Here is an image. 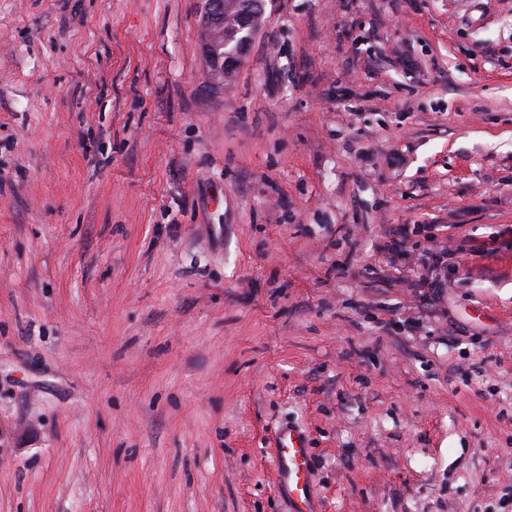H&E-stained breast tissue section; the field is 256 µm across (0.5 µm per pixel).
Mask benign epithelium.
I'll return each mask as SVG.
<instances>
[{
    "instance_id": "obj_1",
    "label": "benign epithelium",
    "mask_w": 512,
    "mask_h": 512,
    "mask_svg": "<svg viewBox=\"0 0 512 512\" xmlns=\"http://www.w3.org/2000/svg\"><path fill=\"white\" fill-rule=\"evenodd\" d=\"M234 0H207L204 30H216L203 41V51L217 78H229L241 66L244 53L251 42L252 31L239 27H226L224 14L235 9Z\"/></svg>"
}]
</instances>
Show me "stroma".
Wrapping results in <instances>:
<instances>
[{
    "label": "stroma",
    "mask_w": 512,
    "mask_h": 512,
    "mask_svg": "<svg viewBox=\"0 0 512 512\" xmlns=\"http://www.w3.org/2000/svg\"><path fill=\"white\" fill-rule=\"evenodd\" d=\"M0 0V512H512V0ZM237 1L208 0L206 5V15L204 21V31L218 29L217 32L208 40H203V51L208 58L211 66V74L217 78H229L241 66L244 53L252 40V31L244 28L231 27V35L242 33L236 41L235 46L228 52L224 51L228 41L225 39V33L228 27H224L227 20L224 18L230 10H236ZM276 470L280 485L288 492L293 512H314L309 479L310 455L305 438L288 428L277 433Z\"/></svg>",
    "instance_id": "stroma-1"
}]
</instances>
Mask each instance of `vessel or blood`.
Returning a JSON list of instances; mask_svg holds the SVG:
<instances>
[{"label":"vessel or blood","instance_id":"b4317fda","mask_svg":"<svg viewBox=\"0 0 512 512\" xmlns=\"http://www.w3.org/2000/svg\"><path fill=\"white\" fill-rule=\"evenodd\" d=\"M277 441V475L280 485L288 492L293 512H313L310 455L305 438L288 428L278 432Z\"/></svg>","mask_w":512,"mask_h":512}]
</instances>
